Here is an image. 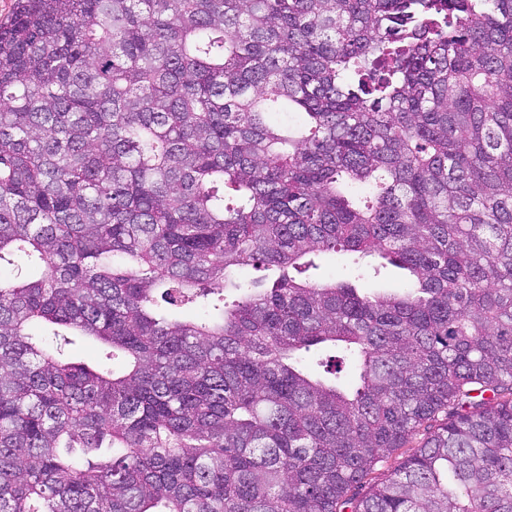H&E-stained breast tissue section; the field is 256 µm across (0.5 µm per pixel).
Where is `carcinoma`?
<instances>
[{"label":"carcinoma","mask_w":512,"mask_h":512,"mask_svg":"<svg viewBox=\"0 0 512 512\" xmlns=\"http://www.w3.org/2000/svg\"><path fill=\"white\" fill-rule=\"evenodd\" d=\"M2 269L0 512H512V0H16ZM315 260L319 265L318 270H311L315 278L344 279L350 275L353 268L359 266L361 271L365 273L363 280L359 282L360 288H389L393 291H400L405 287L400 272L389 265L381 267L384 260L377 256H369L360 259L358 255L335 258L320 255ZM354 262H358V264H354ZM376 267L380 270L378 276L374 275L373 271V268Z\"/></svg>","instance_id":"carcinoma-1"}]
</instances>
